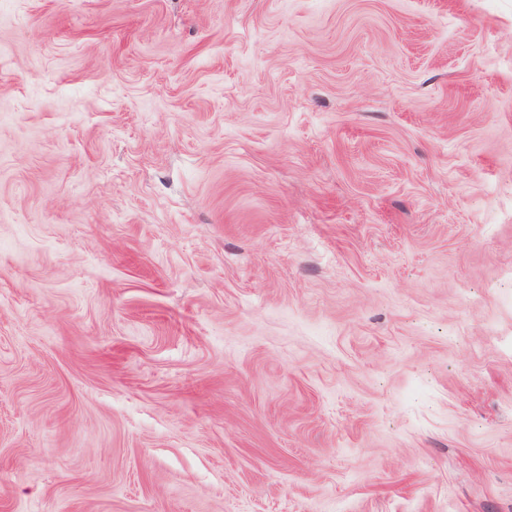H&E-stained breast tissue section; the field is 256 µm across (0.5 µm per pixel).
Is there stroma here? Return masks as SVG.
<instances>
[{
    "label": "stroma",
    "mask_w": 512,
    "mask_h": 512,
    "mask_svg": "<svg viewBox=\"0 0 512 512\" xmlns=\"http://www.w3.org/2000/svg\"><path fill=\"white\" fill-rule=\"evenodd\" d=\"M0 512H512V0H0Z\"/></svg>",
    "instance_id": "35a3bbf8"
}]
</instances>
